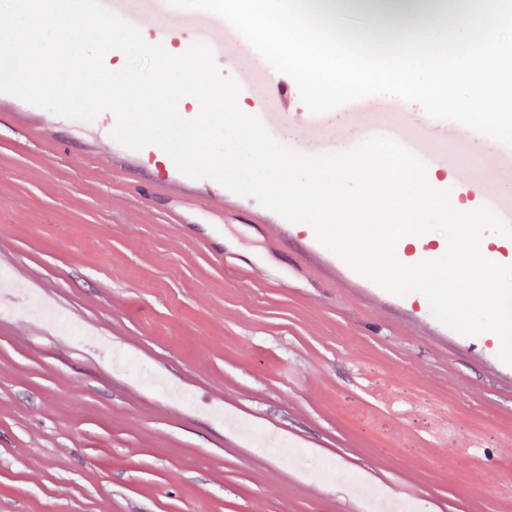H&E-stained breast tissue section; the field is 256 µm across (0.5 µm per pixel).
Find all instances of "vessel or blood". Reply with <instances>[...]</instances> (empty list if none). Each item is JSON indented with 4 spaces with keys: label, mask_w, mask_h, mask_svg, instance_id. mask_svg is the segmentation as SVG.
I'll return each mask as SVG.
<instances>
[{
    "label": "vessel or blood",
    "mask_w": 512,
    "mask_h": 512,
    "mask_svg": "<svg viewBox=\"0 0 512 512\" xmlns=\"http://www.w3.org/2000/svg\"><path fill=\"white\" fill-rule=\"evenodd\" d=\"M103 5L120 18L134 26L143 28L147 21L157 22L154 32L155 41H162L168 27L182 22L179 7L170 0H102ZM195 38L210 46L215 57L239 74L242 94L248 95L254 90H261L266 103L258 110L257 116L270 135L281 144H288L286 135L288 127L300 125L304 142L313 144L318 154L324 155L337 151L352 149L362 143L366 134L374 127L370 99L364 98L343 105L347 116L348 133L345 139H336L330 130L329 114L306 113L303 120H296L293 112L288 110L285 101L288 89L279 80L273 68L258 70L254 65L255 48L223 17L212 12L202 13L195 19ZM19 121L29 128L37 130L42 136H51L59 121L58 115L50 112H22ZM386 134L420 159L428 169L446 166L448 154L446 147L428 142L414 133L411 126L393 125ZM482 202L492 208L505 222L512 224V194L497 189L485 191ZM307 256L323 267L338 272L345 283L365 287V279L355 273L344 262L325 252L318 243H310Z\"/></svg>",
    "instance_id": "b4317fda"
}]
</instances>
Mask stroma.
I'll return each instance as SVG.
<instances>
[{"label":"stroma","mask_w":512,"mask_h":512,"mask_svg":"<svg viewBox=\"0 0 512 512\" xmlns=\"http://www.w3.org/2000/svg\"><path fill=\"white\" fill-rule=\"evenodd\" d=\"M0 95V270L182 389L156 393L89 342L0 308V512H362L337 474L424 512H512V386L496 335L442 333L427 301L364 300L238 209L165 182L155 145H84V122L21 131ZM436 142L489 187L506 126Z\"/></svg>","instance_id":"obj_1"}]
</instances>
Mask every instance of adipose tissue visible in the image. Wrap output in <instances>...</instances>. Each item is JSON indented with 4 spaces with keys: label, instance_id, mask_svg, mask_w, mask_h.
<instances>
[{
    "label": "adipose tissue",
    "instance_id": "ef3b65f1",
    "mask_svg": "<svg viewBox=\"0 0 512 512\" xmlns=\"http://www.w3.org/2000/svg\"><path fill=\"white\" fill-rule=\"evenodd\" d=\"M316 10L341 44L388 43L399 86L426 104L467 86L457 105L491 113L512 106V54L496 44L512 30V0L487 21L466 0H318Z\"/></svg>",
    "mask_w": 512,
    "mask_h": 512
}]
</instances>
